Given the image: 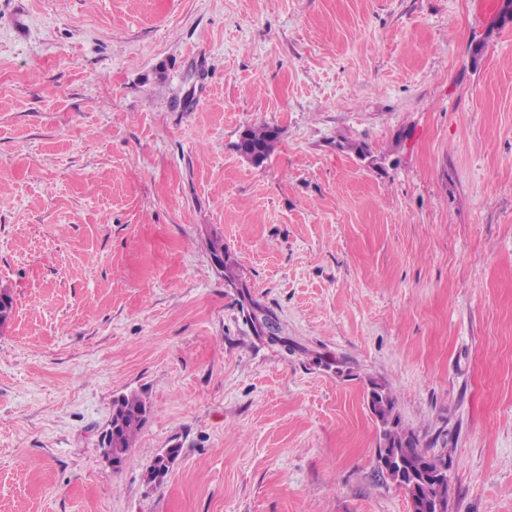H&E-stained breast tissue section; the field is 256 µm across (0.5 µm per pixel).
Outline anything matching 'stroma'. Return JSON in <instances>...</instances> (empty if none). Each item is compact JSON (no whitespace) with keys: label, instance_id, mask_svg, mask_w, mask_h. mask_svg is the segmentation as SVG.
I'll list each match as a JSON object with an SVG mask.
<instances>
[{"label":"stroma","instance_id":"35a3bbf8","mask_svg":"<svg viewBox=\"0 0 512 512\" xmlns=\"http://www.w3.org/2000/svg\"><path fill=\"white\" fill-rule=\"evenodd\" d=\"M506 4L0 0V512H410L372 380L512 512ZM277 140V129L261 124L248 127L236 144V149L241 155H254L257 159L255 163L260 164L274 150ZM150 405L147 400L136 392L122 394L112 402V436L109 441L110 448H106V459L112 462V452L118 454L119 462L132 447L136 436L147 422ZM115 444L114 448L112 445ZM120 463V464H121ZM114 464V463H113Z\"/></svg>","mask_w":512,"mask_h":512}]
</instances>
